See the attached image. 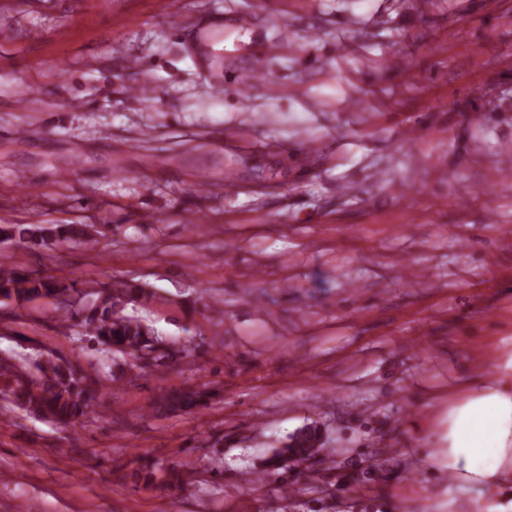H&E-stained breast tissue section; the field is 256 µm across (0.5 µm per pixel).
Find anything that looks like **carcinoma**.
<instances>
[{
  "instance_id": "cac0c4a2",
  "label": "carcinoma",
  "mask_w": 512,
  "mask_h": 512,
  "mask_svg": "<svg viewBox=\"0 0 512 512\" xmlns=\"http://www.w3.org/2000/svg\"><path fill=\"white\" fill-rule=\"evenodd\" d=\"M87 225L1 224L0 241L17 246L45 245L50 240L86 237ZM91 291L80 294L72 284L48 279L35 271L19 266L0 268V297L27 302L52 297L64 318L82 317L83 335L95 345L109 344L130 355L154 351L159 344L156 333L144 320L125 314L127 305L145 296V289L133 281L90 283ZM0 378L7 379V393L19 405L34 413L49 414L64 424H72L92 412L97 393L96 380L69 364L48 356L34 374L21 371L17 365L0 361ZM207 393L191 391L173 395L163 393L158 407L191 409L204 403ZM322 428L315 422L306 423L289 434L265 460L261 474H271L288 468L291 461L319 458L325 451Z\"/></svg>"
}]
</instances>
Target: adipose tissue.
<instances>
[{
	"label": "adipose tissue",
	"mask_w": 512,
	"mask_h": 512,
	"mask_svg": "<svg viewBox=\"0 0 512 512\" xmlns=\"http://www.w3.org/2000/svg\"><path fill=\"white\" fill-rule=\"evenodd\" d=\"M496 372L461 386L449 402L431 461L461 488L483 490L473 512H512V336L501 342Z\"/></svg>",
	"instance_id": "ef3b65f1"
}]
</instances>
